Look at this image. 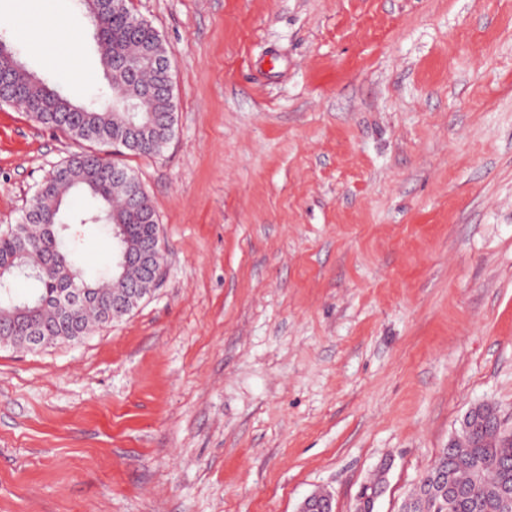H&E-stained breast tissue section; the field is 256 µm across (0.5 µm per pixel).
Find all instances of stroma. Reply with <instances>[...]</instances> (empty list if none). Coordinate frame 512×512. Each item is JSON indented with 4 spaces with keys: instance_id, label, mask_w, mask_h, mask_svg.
Segmentation results:
<instances>
[{
    "instance_id": "35a3bbf8",
    "label": "stroma",
    "mask_w": 512,
    "mask_h": 512,
    "mask_svg": "<svg viewBox=\"0 0 512 512\" xmlns=\"http://www.w3.org/2000/svg\"><path fill=\"white\" fill-rule=\"evenodd\" d=\"M174 134L114 153L160 286L79 344L0 347V512H400L465 414L512 427V0H130ZM101 70L75 0H50ZM0 34L64 95L100 91ZM82 143L0 103V228ZM88 273L95 224L72 225Z\"/></svg>"
}]
</instances>
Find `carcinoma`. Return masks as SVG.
I'll list each match as a JSON object with an SVG mask.
<instances>
[{
	"label": "carcinoma",
	"instance_id": "carcinoma-1",
	"mask_svg": "<svg viewBox=\"0 0 512 512\" xmlns=\"http://www.w3.org/2000/svg\"><path fill=\"white\" fill-rule=\"evenodd\" d=\"M90 19L101 64L112 98L98 104L76 103L29 71L12 46L0 35V69H10L8 83L0 86L5 103L22 106L37 123L69 137L100 145H117L133 154L151 155L155 140L170 139L173 125L169 113L173 101L153 92L161 82L152 56L162 43L159 33L129 11L114 10L110 0H78ZM131 173L119 164L88 151L72 155L43 180L31 199L22 222L0 230V266L9 269L4 287L13 289L18 280L29 281L31 292L46 302L35 317L27 318L13 304L15 293L0 295V337L20 336L28 325L43 330L49 344L70 337L79 343L95 327L112 317V299L130 288L151 293L155 281L148 270L132 264L115 270L97 282H86L65 246V232L75 223L103 224L121 231L124 245L137 251L152 241L164 244L154 207L144 189L130 196ZM87 194L99 203L94 210L75 212L68 204L77 194ZM64 288L88 290L87 301L67 307L58 303ZM483 464L485 486H512V446L505 433L491 426L460 431L456 448L448 454V472L465 495L453 504L424 498L416 487L410 512H475L466 492L472 479L469 463Z\"/></svg>",
	"mask_w": 512,
	"mask_h": 512
}]
</instances>
